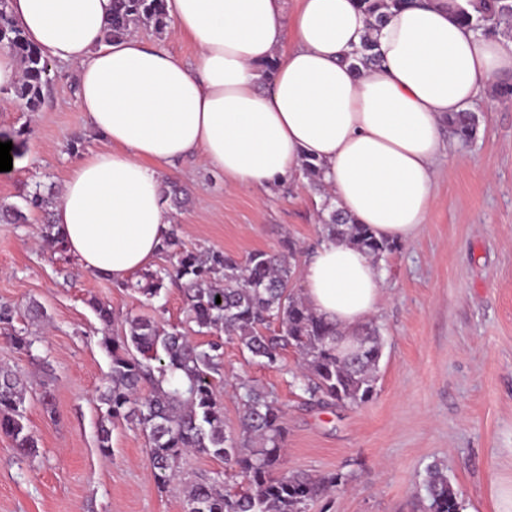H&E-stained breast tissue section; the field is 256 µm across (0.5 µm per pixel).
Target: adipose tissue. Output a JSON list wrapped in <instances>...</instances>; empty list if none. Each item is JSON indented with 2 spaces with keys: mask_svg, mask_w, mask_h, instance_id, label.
I'll use <instances>...</instances> for the list:
<instances>
[{
  "mask_svg": "<svg viewBox=\"0 0 512 512\" xmlns=\"http://www.w3.org/2000/svg\"><path fill=\"white\" fill-rule=\"evenodd\" d=\"M10 2L45 57L79 70L78 109L106 146L72 167L53 221L83 270L116 281L153 262L171 222L168 166L186 156L237 188L278 185L313 161L355 223L412 238L434 202L444 121L512 82V39L474 32L463 0H404L377 27L357 0H297L291 12L287 0H166L195 47L189 64L134 34L104 42L112 0ZM367 39L379 61L354 69ZM303 285L347 336L381 298L376 265L345 243L319 245Z\"/></svg>",
  "mask_w": 512,
  "mask_h": 512,
  "instance_id": "obj_1",
  "label": "adipose tissue"
}]
</instances>
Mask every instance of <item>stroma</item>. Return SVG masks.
Segmentation results:
<instances>
[{"label": "stroma", "instance_id": "obj_1", "mask_svg": "<svg viewBox=\"0 0 512 512\" xmlns=\"http://www.w3.org/2000/svg\"><path fill=\"white\" fill-rule=\"evenodd\" d=\"M40 111L0 106V133L27 128L17 152L29 165L0 176V204H21L38 189L57 202L74 164L104 148L77 106V68L53 62ZM469 143L449 138L436 166L435 199L413 239L381 262L382 297L372 320L383 342L375 392L359 405H319L299 388V356L282 353L268 368L239 344L224 342L215 391L224 428H238L237 385L272 390L287 427L284 465L315 478L340 473L345 484L310 501L306 512H429L426 470L439 464L460 512H498L512 488V104L491 99ZM83 134L71 151L75 134ZM170 178L189 201L172 210L187 248L242 258L280 251L285 240L312 253L321 236L322 193L296 176L270 189L229 187L223 173L187 158ZM44 212L28 223L0 224V305L37 341L16 349L0 335V367L29 381L25 424L37 453L20 456L0 434V512H185L184 485L224 471L223 461L188 452L176 476L158 490L147 443L125 422L112 427V453L97 447V396L110 369L103 327L91 298L111 304L115 332L127 315L150 314L139 294L82 270L70 253L42 239ZM45 320L30 322V301ZM50 389L52 408L41 394Z\"/></svg>", "mask_w": 512, "mask_h": 512}]
</instances>
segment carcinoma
I'll list each match as a JSON object with an SVG mask.
<instances>
[{"label":"carcinoma","instance_id":"obj_1","mask_svg":"<svg viewBox=\"0 0 512 512\" xmlns=\"http://www.w3.org/2000/svg\"><path fill=\"white\" fill-rule=\"evenodd\" d=\"M358 2L376 26L402 0ZM468 5L474 13L463 9L460 17L477 32H495L503 24H512V0H469ZM141 26L158 35L166 31L169 20L164 0H113L104 41L121 39ZM0 51L10 53L21 67L10 94L23 111H39L48 84L46 58L14 23L9 0H0ZM476 129V116L471 112L448 117V131L462 141L472 139ZM301 172L311 188L323 190L316 164L304 163ZM23 201V207L1 208L0 222L26 224L27 211L46 205L39 191L25 195ZM323 210L328 216L320 220L328 239L357 245L378 261L396 248L397 241L376 237L368 225L350 223L328 197ZM43 241L55 252L67 251L53 224L44 226ZM162 252L172 259L171 266L147 269L136 280L119 282L116 287L132 290L148 302L160 297L170 284L181 288L187 319L197 332L222 330L266 366L276 365L282 351L293 348L304 368L302 389L319 403L354 405L373 396L374 372L382 354L376 327L365 323L356 331L358 355L348 357L336 351L343 334L315 315L292 288L300 257L292 240L284 241L280 252L257 250L238 259L221 250L185 248L177 225L172 224ZM274 323L278 333L266 334ZM0 334L26 352L36 342V337L15 329L7 306L0 307ZM102 345L111 358L107 385L98 398L97 447L102 454L112 453L110 425L122 420L146 437L152 478L160 491L171 482L176 463L186 451L219 458L246 478L247 486L241 490L219 475L192 483L186 491L188 512H306L308 502L318 493L345 481L338 473L314 480L283 468L287 435L283 411L260 386L240 383L238 430L234 434L224 430V405L213 385L214 376L223 369V342L195 344L177 326L167 328L153 318L129 315L122 338L105 336ZM144 387L148 395L141 397ZM25 392L19 373L0 368V434L10 438L20 454L33 456L37 446L24 424ZM427 490L431 512H456L448 477L437 467L428 471Z\"/></svg>","mask_w":512,"mask_h":512}]
</instances>
